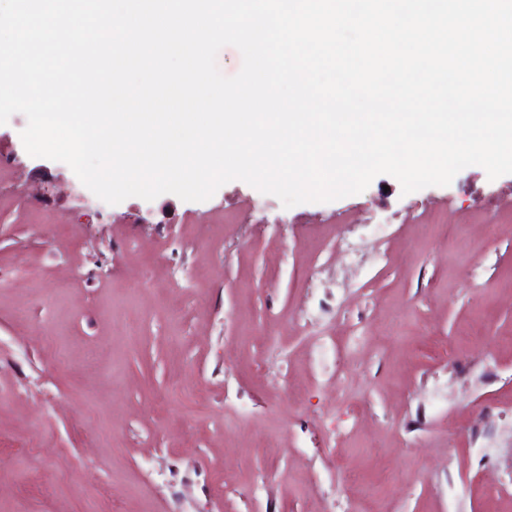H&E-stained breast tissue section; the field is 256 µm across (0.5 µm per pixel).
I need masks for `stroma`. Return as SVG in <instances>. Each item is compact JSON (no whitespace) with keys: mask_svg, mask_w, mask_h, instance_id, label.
<instances>
[{"mask_svg":"<svg viewBox=\"0 0 512 512\" xmlns=\"http://www.w3.org/2000/svg\"><path fill=\"white\" fill-rule=\"evenodd\" d=\"M26 125H0V512H512V174L110 205Z\"/></svg>","mask_w":512,"mask_h":512,"instance_id":"stroma-1","label":"stroma"}]
</instances>
